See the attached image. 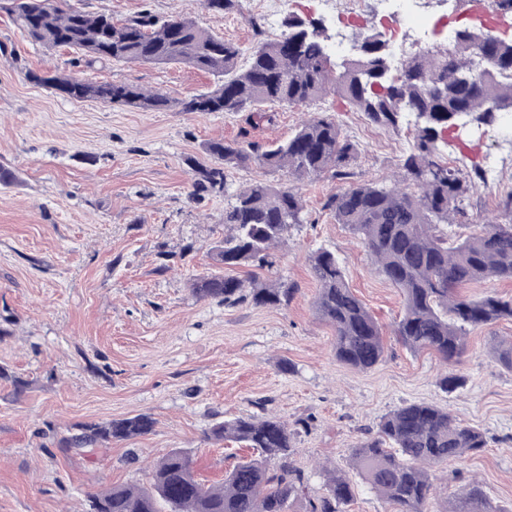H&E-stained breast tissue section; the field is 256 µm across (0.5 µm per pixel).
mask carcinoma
Returning a JSON list of instances; mask_svg holds the SVG:
<instances>
[{
  "label": "carcinoma",
  "instance_id": "carcinoma-1",
  "mask_svg": "<svg viewBox=\"0 0 512 512\" xmlns=\"http://www.w3.org/2000/svg\"><path fill=\"white\" fill-rule=\"evenodd\" d=\"M244 0H204L215 13H243ZM0 9L35 44L70 48L86 63L144 62L186 65L213 78L206 91L178 102L183 112H250L273 121L266 106H310L336 94L365 120L384 130H415L406 150L403 178L390 184L350 183L358 155L356 142L327 116H314L288 138L268 146L213 140L204 147L207 160L188 162L193 193H226L231 170L256 164L287 174L285 181L257 179L233 193L224 208L230 232L212 249L216 271L193 280L202 298L228 307L250 302L282 307L296 292L293 284L244 281L227 274L251 266L271 270L273 249L289 229L306 223L297 184L329 173L342 181L323 208L358 236L377 270L403 297V314L393 333L407 349L432 351L443 361L460 357L465 334L500 320H512V299L495 293L472 298L461 288L486 281H512V201L507 219L485 224L477 235L448 234L450 224H474L466 209L469 193L485 182L481 170L469 175L443 159L448 116L492 126L499 112H512V40L484 31L481 48L467 28L452 32L445 45L409 56L402 77L387 72L374 28L353 35L355 54L336 61L327 41L302 18L287 15L275 39L249 51L209 32L195 22L173 17L159 21L150 13L115 21L79 7L62 8L56 0H0ZM33 82L69 99H98L144 110H167L161 92L145 93L124 84L86 83L64 74L31 72ZM319 288L317 316L334 329L336 361L368 371L382 361V328L352 292L346 269L329 250L309 256ZM154 419L146 414L86 424L64 439L72 448L106 446L150 434ZM295 430L276 415H242L215 424L210 438L256 451L238 461L224 480L206 486L197 480L190 455L173 450L150 473L149 486H113L90 495V512H287L303 493L301 472L288 458ZM487 446L483 433L458 422L444 407L411 402L380 421L376 433L350 449L356 471L394 508V512H430L433 468L461 460ZM280 461L277 470L268 468ZM349 478L327 472L325 492L309 501L307 512H345L353 500ZM448 512H509L472 482Z\"/></svg>",
  "mask_w": 512,
  "mask_h": 512
}]
</instances>
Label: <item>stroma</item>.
Returning a JSON list of instances; mask_svg holds the SVG:
<instances>
[{
  "mask_svg": "<svg viewBox=\"0 0 512 512\" xmlns=\"http://www.w3.org/2000/svg\"><path fill=\"white\" fill-rule=\"evenodd\" d=\"M72 2L116 19L145 10L160 20L179 15L246 50L276 38L284 15L321 16L315 0H289L274 17L254 0L240 15L211 12L203 0ZM324 19L337 27L335 16ZM54 70L159 91L175 106L73 101L27 78ZM211 83L183 65H87L75 51L32 44L0 11V162L17 175L15 185L0 186V512H88L89 494L145 484L150 462L174 448L190 453L199 479L222 481L247 451L208 439L209 429L262 409L291 425L309 421L290 456L305 491L289 512H306L323 492L325 469L350 474L351 444L407 402L448 407L487 440L482 452L437 467L432 512L474 481L495 502L512 504V371L491 354L496 341L512 340V321L470 331L450 363L399 344L388 332L402 309L398 289L322 207L337 181L302 184L309 221L276 248L273 271L238 272L245 281L296 284L288 306L227 307L193 292L194 278L213 271L210 249L227 232V196L197 195L191 186L187 161L204 160L206 142L270 144L325 112L359 145L357 180L386 183L401 172L413 137L369 124L335 95L278 108L271 124L247 112L177 108ZM496 134L512 139V127L461 129L444 158L466 171L481 167ZM511 195L512 155L504 153L495 182L472 192L470 210L504 221ZM321 247L336 253L387 331L385 356L371 370L337 362L334 331L315 314L308 258ZM448 373L466 385L445 392L439 380ZM141 413L156 421L146 436L98 448L63 444L82 424Z\"/></svg>",
  "mask_w": 512,
  "mask_h": 512,
  "instance_id": "35a3bbf8",
  "label": "stroma"
}]
</instances>
